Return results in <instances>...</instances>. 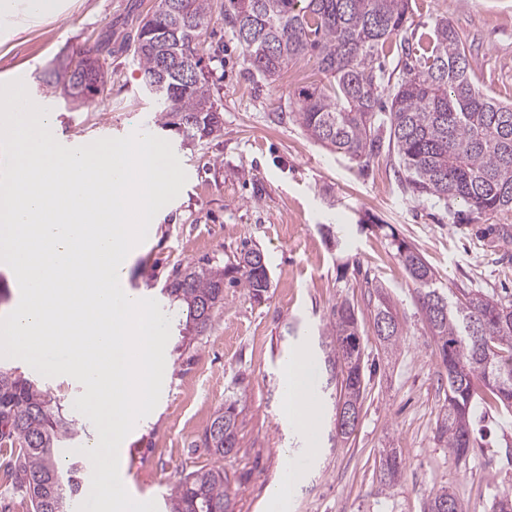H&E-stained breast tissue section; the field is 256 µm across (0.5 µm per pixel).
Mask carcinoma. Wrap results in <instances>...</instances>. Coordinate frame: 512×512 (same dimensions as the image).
Segmentation results:
<instances>
[{
  "mask_svg": "<svg viewBox=\"0 0 512 512\" xmlns=\"http://www.w3.org/2000/svg\"><path fill=\"white\" fill-rule=\"evenodd\" d=\"M141 22L134 55L144 88L158 106L156 122L185 140L221 130L210 64L224 66V45L212 42L214 13L242 46L248 70L266 80L289 63L316 59L325 83L300 87L289 99L288 119L313 141L340 153L362 170L387 150L403 170L404 190L434 199L454 224L512 210V105L483 93L471 80L463 35L446 21L411 43L403 36L409 0H158ZM401 39V77L391 81L386 47ZM93 63L90 106L107 74L97 47L80 51ZM462 209H454V205ZM396 257L413 286L416 303L436 345L440 375L448 382L447 404L437 438L461 462L477 444L476 408L512 413V294L437 286L432 266L408 242L391 235ZM256 248H243L226 265L190 264L162 292L186 306V323L201 334L224 303L226 285L244 284L257 300L270 287L256 268ZM361 320L348 301L336 304L326 324L333 346L332 368L341 375L338 404L363 406L366 374ZM372 329L388 351L399 347L403 327L386 298L373 310ZM76 434L64 405L34 380L0 367V447H10L7 475L25 492L29 512H68L85 483L81 462L64 467L59 450ZM234 404L218 409L204 434L214 454L237 447ZM396 451L380 457L384 486L402 472ZM168 512H234L224 489V471L195 470L167 498ZM427 512H464L446 490L428 497Z\"/></svg>",
  "mask_w": 512,
  "mask_h": 512,
  "instance_id": "obj_1",
  "label": "carcinoma"
}]
</instances>
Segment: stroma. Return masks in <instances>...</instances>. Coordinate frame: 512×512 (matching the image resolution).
<instances>
[{
    "label": "stroma",
    "mask_w": 512,
    "mask_h": 512,
    "mask_svg": "<svg viewBox=\"0 0 512 512\" xmlns=\"http://www.w3.org/2000/svg\"><path fill=\"white\" fill-rule=\"evenodd\" d=\"M154 8L155 0H60L54 17L0 28V81L24 76L29 97L53 113L59 143L86 145L147 130L170 142L188 176L132 258L127 290L155 299L165 312L170 301L162 289L175 271L202 259L233 262L246 243L265 256L266 300L255 301L243 286L228 287L203 335L171 324L160 400L125 439L133 447L122 459L127 492L161 508L185 474L220 468L234 512H263L289 455L310 460L292 512H423L428 495L440 489L455 495L465 512H490L495 496L512 493V464L505 456L512 449V414L488 411L486 440L466 463L437 441L447 383L391 239L412 244L434 268L440 287L512 289V241L488 236L493 226H512V212L451 223L442 206L403 193L387 155L362 171L308 138L281 114L297 88L318 79L315 62L293 63L272 82L252 76L218 15L210 29L224 42V65L212 80L223 131L185 142L158 128L156 105L128 48ZM442 18L467 40L473 82L512 103V0H411L406 34L419 36ZM85 45L101 49L108 77L95 103L76 107L60 94L39 91L45 71ZM386 224L393 235L383 232ZM378 285L403 327L393 353L372 332ZM344 300L362 318L369 385L355 431L341 439L340 380L324 363L320 334L331 308ZM302 347L317 365L321 414L314 451L282 411L284 362ZM0 366L36 377L67 406L82 393L72 377L35 376L19 359H1ZM230 401L238 412V443L232 454L219 457L205 447L204 432ZM386 448L396 449L403 461L400 481L389 488L379 476Z\"/></svg>",
    "instance_id": "35a3bbf8"
}]
</instances>
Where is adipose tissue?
I'll return each instance as SVG.
<instances>
[{
    "label": "adipose tissue",
    "instance_id": "1",
    "mask_svg": "<svg viewBox=\"0 0 512 512\" xmlns=\"http://www.w3.org/2000/svg\"><path fill=\"white\" fill-rule=\"evenodd\" d=\"M313 386L314 362L306 350H297L289 356L283 373L284 410L311 441L317 438L320 417ZM307 465V460L294 458L282 467L268 497L272 512H288Z\"/></svg>",
    "mask_w": 512,
    "mask_h": 512
}]
</instances>
